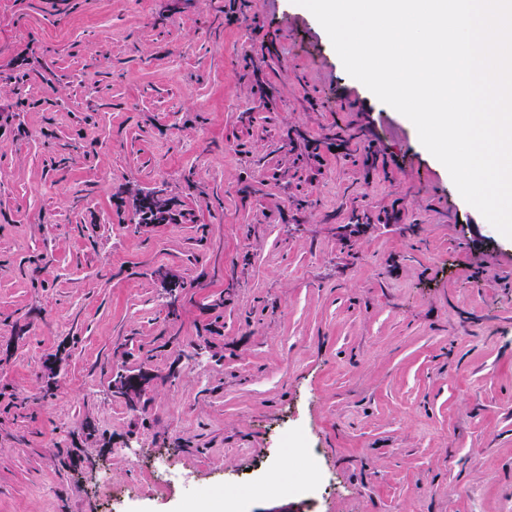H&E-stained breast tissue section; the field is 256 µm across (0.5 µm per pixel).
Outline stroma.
Wrapping results in <instances>:
<instances>
[{"mask_svg": "<svg viewBox=\"0 0 512 512\" xmlns=\"http://www.w3.org/2000/svg\"><path fill=\"white\" fill-rule=\"evenodd\" d=\"M292 419L322 498L244 512H512V239L294 0H0V512L279 483ZM138 195L141 198L135 196L133 199L129 223L161 224L172 219L173 199L167 196L166 189L153 187ZM152 373L146 369L122 373L118 380L119 393L130 403H134L152 380Z\"/></svg>", "mask_w": 512, "mask_h": 512, "instance_id": "stroma-1", "label": "stroma"}]
</instances>
